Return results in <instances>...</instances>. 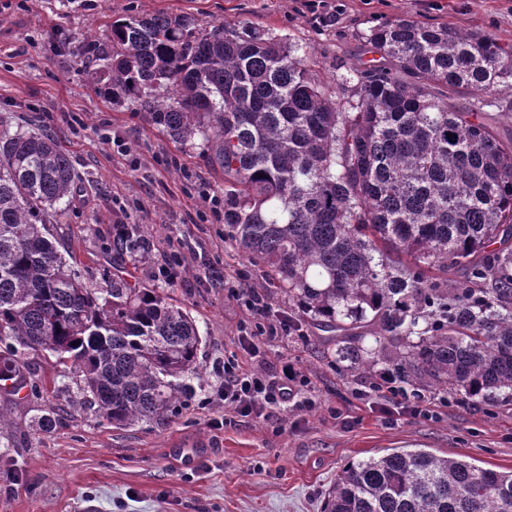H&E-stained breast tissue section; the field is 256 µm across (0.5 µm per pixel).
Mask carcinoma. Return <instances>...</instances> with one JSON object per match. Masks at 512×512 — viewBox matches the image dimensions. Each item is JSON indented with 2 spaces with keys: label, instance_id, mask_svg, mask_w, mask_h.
<instances>
[{
  "label": "carcinoma",
  "instance_id": "1",
  "mask_svg": "<svg viewBox=\"0 0 512 512\" xmlns=\"http://www.w3.org/2000/svg\"><path fill=\"white\" fill-rule=\"evenodd\" d=\"M366 43L334 90L287 39L185 15H127L77 55L100 96L202 146L231 239L336 333V362L512 405V137L488 123L512 114V41L401 17ZM74 179L53 137L0 120V392L36 391L22 356L45 352L97 418L164 424L201 336L158 288L72 272L48 224ZM112 245L141 248L138 229ZM321 512H512V470L391 449L345 465Z\"/></svg>",
  "mask_w": 512,
  "mask_h": 512
}]
</instances>
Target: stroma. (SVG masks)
Returning a JSON list of instances; mask_svg holds the SVG:
<instances>
[{
	"instance_id": "obj_1",
	"label": "stroma",
	"mask_w": 512,
	"mask_h": 512,
	"mask_svg": "<svg viewBox=\"0 0 512 512\" xmlns=\"http://www.w3.org/2000/svg\"><path fill=\"white\" fill-rule=\"evenodd\" d=\"M189 15L201 27L244 26L302 46L319 79L335 84L362 58L372 28L407 16L424 25L482 30L512 40V0H343L330 22L308 0H0V118L12 128L54 136L76 174L74 200L52 233L73 256L80 278L110 287L115 267L145 288H163L195 321L201 376L182 413L163 426H115L77 406L69 369L47 353L27 355L39 394L0 393V512H320L323 495L349 461L392 448H424L512 469V409L472 406L453 396L435 420L395 409L364 379L330 361L336 343L296 305L269 290L275 314L294 322L264 340L258 354L238 341L250 313L228 297L239 271L265 286L239 253L223 216L201 205L224 183L201 146L180 147L142 113L98 96L78 66L86 33L133 13ZM139 229L148 261L112 247V227ZM190 274L162 283L173 253ZM245 366L288 360L308 380L312 407L274 425L252 416L224 424L221 366L227 353ZM56 419L40 429L43 414Z\"/></svg>"
}]
</instances>
